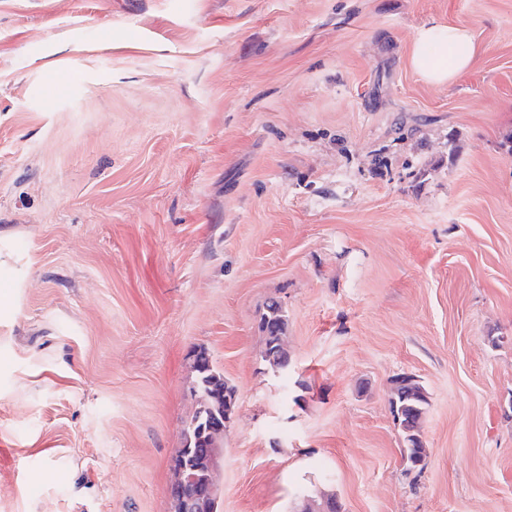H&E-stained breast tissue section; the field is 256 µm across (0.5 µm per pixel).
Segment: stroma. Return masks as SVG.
I'll return each instance as SVG.
<instances>
[{
	"label": "stroma",
	"instance_id": "obj_1",
	"mask_svg": "<svg viewBox=\"0 0 512 512\" xmlns=\"http://www.w3.org/2000/svg\"><path fill=\"white\" fill-rule=\"evenodd\" d=\"M0 253V512H173L200 349L218 512H512V0H0ZM473 49L469 28L432 21L418 31L411 61L427 82L445 85L469 68ZM258 328L263 343L261 360L268 371L282 375L288 371L289 365L288 353L284 347L288 315L279 302L272 300L265 306ZM392 385L389 404L394 423L404 442V473L410 475L411 472H417L419 475L424 467L417 464L427 457V448L420 435L429 406L427 392L416 379L392 381Z\"/></svg>",
	"mask_w": 512,
	"mask_h": 512
}]
</instances>
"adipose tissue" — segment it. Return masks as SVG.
<instances>
[{"label": "adipose tissue", "instance_id": "ef3b65f1", "mask_svg": "<svg viewBox=\"0 0 512 512\" xmlns=\"http://www.w3.org/2000/svg\"><path fill=\"white\" fill-rule=\"evenodd\" d=\"M472 56L473 36L469 28L433 21L419 30L411 61L427 82L445 85L469 68Z\"/></svg>", "mask_w": 512, "mask_h": 512}]
</instances>
